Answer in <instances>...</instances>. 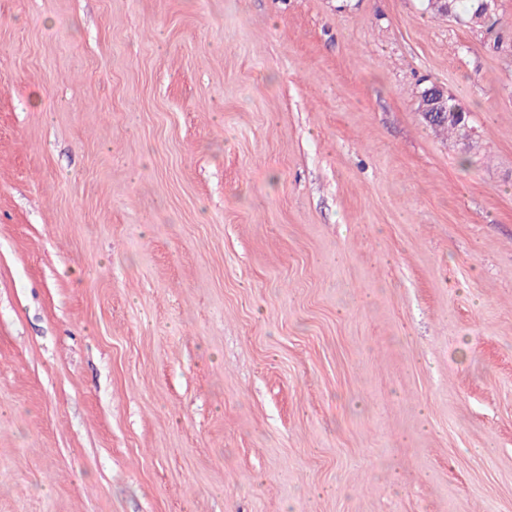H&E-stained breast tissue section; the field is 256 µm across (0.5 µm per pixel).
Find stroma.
Masks as SVG:
<instances>
[{
    "label": "stroma",
    "mask_w": 512,
    "mask_h": 512,
    "mask_svg": "<svg viewBox=\"0 0 512 512\" xmlns=\"http://www.w3.org/2000/svg\"><path fill=\"white\" fill-rule=\"evenodd\" d=\"M469 7L0 0V512H512V0ZM431 86L425 87L421 91L420 95H422ZM447 97V92L440 85H433L425 95L421 96V105L419 111L427 122H431L432 118H442L443 115L448 112V118L445 117L437 121V123L433 124L432 127L439 132L448 130V132L454 131L458 132L459 134H465L463 126L464 124L458 119V113L462 111L453 105L451 103V99L449 98L448 107L446 110Z\"/></svg>",
    "instance_id": "1"
}]
</instances>
